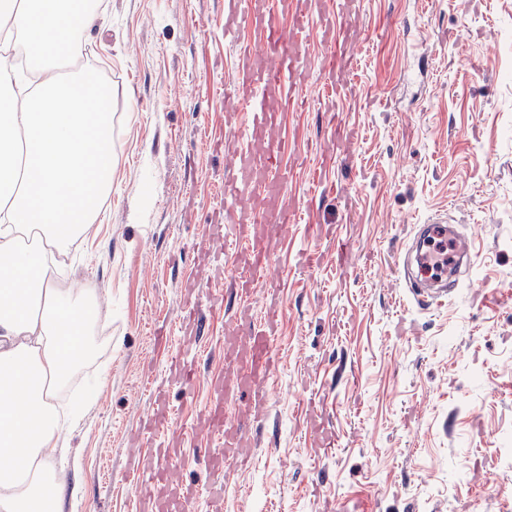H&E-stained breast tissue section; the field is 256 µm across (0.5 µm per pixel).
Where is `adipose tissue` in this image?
Listing matches in <instances>:
<instances>
[{"label":"adipose tissue","instance_id":"adipose-tissue-1","mask_svg":"<svg viewBox=\"0 0 512 512\" xmlns=\"http://www.w3.org/2000/svg\"><path fill=\"white\" fill-rule=\"evenodd\" d=\"M94 18L77 0H0V37L28 35L43 80L17 105L0 58V512H69L80 485L54 480L63 413L55 399L90 358L96 291L55 287L47 249L66 250L112 191V93L62 83L58 62L80 53Z\"/></svg>","mask_w":512,"mask_h":512}]
</instances>
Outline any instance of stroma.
Instances as JSON below:
<instances>
[{
  "label": "stroma",
  "instance_id": "35a3bbf8",
  "mask_svg": "<svg viewBox=\"0 0 512 512\" xmlns=\"http://www.w3.org/2000/svg\"><path fill=\"white\" fill-rule=\"evenodd\" d=\"M354 89L320 95L326 53L311 29L305 104L273 138L295 143L282 195L304 222L271 224L282 317L278 360L247 466L205 488L199 425L226 372L224 337L253 295L224 221L219 144L250 118L224 91L254 34H224V0H102L77 71L112 90V191L70 248L69 288L90 282L107 324L92 363L104 386L64 428L59 483L76 512H152L135 494L129 448L178 444L197 512H496L512 498V0H353ZM323 170L343 189L320 195ZM445 218L475 247L468 277L430 307L409 295L415 227ZM224 240L210 244L213 226ZM320 262H304L307 251ZM197 281L207 303L188 356L196 389L169 378ZM498 297L485 298V289ZM165 389L176 436L145 430Z\"/></svg>",
  "mask_w": 512,
  "mask_h": 512
}]
</instances>
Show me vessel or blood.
Here are the masks:
<instances>
[{"label": "vessel or blood", "mask_w": 512, "mask_h": 512, "mask_svg": "<svg viewBox=\"0 0 512 512\" xmlns=\"http://www.w3.org/2000/svg\"><path fill=\"white\" fill-rule=\"evenodd\" d=\"M298 4L293 29L287 33L271 13L268 0H224L225 34L247 27L259 34L252 50L240 60L236 84L253 119L240 133L245 145L235 151L230 161V172L224 177V192L236 200L235 206L227 209L225 220L237 225L245 240L239 256V271L232 285L248 293L257 284H264L260 303L265 317L261 324H254L250 308H242L238 314V330L224 339L225 352L245 362L247 371L232 379L213 378L211 387L215 398L200 416L201 426L207 433L224 438V451L208 458L210 471L216 473L223 472L227 461L248 460L255 447L247 422H235L225 416L223 396L240 395L252 404L264 402L267 391L262 380L277 360L271 333L279 321L280 301L273 287L275 270L266 227L295 223L298 213L286 204H280L270 213L246 207L244 188L256 184L266 198L277 200L288 177L280 164L283 147L270 135L276 114L269 104V92L277 87L284 90L286 102L301 99L303 88L299 72L306 55V34L313 20H320L322 39L328 49L324 57L326 77L322 96L333 100L352 87L351 80L345 76L341 51L342 43L350 41L354 32L351 0H336L332 7L326 0H298ZM148 423L155 432L170 428V405L163 391H156L154 395ZM132 463L138 475L136 492L144 503H156L159 490L168 487L173 491L166 505L168 512H194L195 489L185 483L180 469L174 465L172 449L157 448L133 455Z\"/></svg>", "instance_id": "b4317fda"}]
</instances>
